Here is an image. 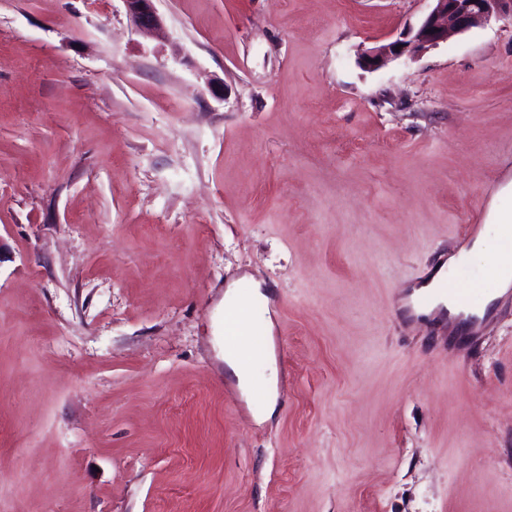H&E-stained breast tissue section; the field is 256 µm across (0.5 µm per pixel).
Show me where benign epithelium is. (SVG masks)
<instances>
[{
	"mask_svg": "<svg viewBox=\"0 0 512 512\" xmlns=\"http://www.w3.org/2000/svg\"><path fill=\"white\" fill-rule=\"evenodd\" d=\"M428 12L418 27L399 39L369 48L362 55L364 66L379 69L403 56L415 58L423 52L466 32L506 16L512 17V0H430ZM136 30L150 37L162 28L155 0H124Z\"/></svg>",
	"mask_w": 512,
	"mask_h": 512,
	"instance_id": "7a95c632",
	"label": "benign epithelium"
}]
</instances>
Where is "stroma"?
<instances>
[{
	"label": "stroma",
	"mask_w": 512,
	"mask_h": 512,
	"mask_svg": "<svg viewBox=\"0 0 512 512\" xmlns=\"http://www.w3.org/2000/svg\"><path fill=\"white\" fill-rule=\"evenodd\" d=\"M155 6L0 0V512H512V291L397 306L512 182V21L368 70L427 0ZM156 0H124L127 12L136 30L145 37L153 36L162 28V20L155 7ZM252 313L249 310H243L235 315L227 318L226 320V335L229 336L232 342L242 347L244 353L249 356V352L254 357H261L263 352L260 347L252 345L246 340L240 339L238 336H246V332L253 330ZM223 355L227 372L236 379L241 392L248 396L254 389L255 366L241 353L228 349L225 337ZM265 364L269 370L264 383L266 400L263 406L255 414V417L260 421H266L273 416L278 396V370L275 359L269 352L265 360Z\"/></svg>",
	"instance_id": "obj_1"
}]
</instances>
